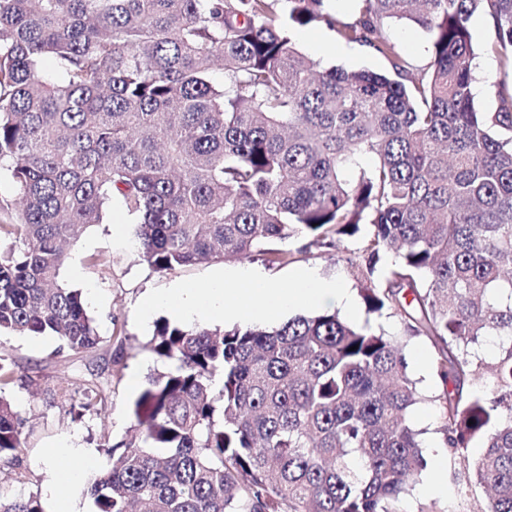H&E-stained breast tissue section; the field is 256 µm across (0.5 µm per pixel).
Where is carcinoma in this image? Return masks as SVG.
<instances>
[{
  "label": "carcinoma",
  "mask_w": 512,
  "mask_h": 512,
  "mask_svg": "<svg viewBox=\"0 0 512 512\" xmlns=\"http://www.w3.org/2000/svg\"><path fill=\"white\" fill-rule=\"evenodd\" d=\"M330 2L0 0V174L15 190L0 199V333L97 349L60 271L114 200L157 272L285 262L286 241L363 233L366 309L432 346L431 401L457 465L460 502L417 512H460L479 487L468 512H512V83L475 108L469 29L491 19L482 52L512 75V0H354L351 22ZM389 21L430 34L426 65L401 56ZM317 23L391 71L320 68L295 42ZM151 349L174 369L149 378L130 408L136 435L87 481L95 512H402L428 465L411 418L422 394L394 336L328 311L272 329L163 319ZM15 381L0 353L6 466L25 447ZM78 385L83 409L104 404L100 383ZM0 512L43 507L0 493Z\"/></svg>",
  "instance_id": "obj_1"
}]
</instances>
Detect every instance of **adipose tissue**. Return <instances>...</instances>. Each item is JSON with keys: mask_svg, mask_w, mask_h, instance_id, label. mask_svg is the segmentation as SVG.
Listing matches in <instances>:
<instances>
[{"mask_svg": "<svg viewBox=\"0 0 512 512\" xmlns=\"http://www.w3.org/2000/svg\"><path fill=\"white\" fill-rule=\"evenodd\" d=\"M337 306L354 312L355 300L344 280H324L309 268L293 272L290 284L268 279L253 269L239 270L207 284H174L163 295L151 297L145 315L166 308L180 321H271L286 312L314 306Z\"/></svg>", "mask_w": 512, "mask_h": 512, "instance_id": "obj_1", "label": "adipose tissue"}]
</instances>
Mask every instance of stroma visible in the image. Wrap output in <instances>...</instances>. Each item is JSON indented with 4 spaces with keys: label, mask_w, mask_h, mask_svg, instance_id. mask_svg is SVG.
Here are the masks:
<instances>
[{
    "label": "stroma",
    "mask_w": 512,
    "mask_h": 512,
    "mask_svg": "<svg viewBox=\"0 0 512 512\" xmlns=\"http://www.w3.org/2000/svg\"><path fill=\"white\" fill-rule=\"evenodd\" d=\"M385 31L403 56L419 66L428 62L431 43L425 30L412 23L391 22ZM296 45L325 68L377 73L390 69L385 58L363 46L339 42L322 24L300 30ZM286 247L291 256L283 264L272 265L264 257L250 255L212 259L160 273L140 259L133 221L119 203H112L103 223L90 226L72 246L60 274L62 283L82 292L102 338V349L78 358L58 353L57 340L49 336L0 337V352L18 365L11 396L26 421V444L19 463L0 469V487L37 494L45 512H54L49 484L57 451L79 448L91 455L98 469L108 467L102 442L121 443L133 436L132 402L151 376L170 368L167 360L150 349L157 320L168 318L169 313L160 308L147 319L143 306L173 283L203 284L229 270L248 267L282 281L293 270L308 267L326 279L343 278L351 290H359L352 263L361 254V238L344 240L334 250L305 240L287 241ZM78 374L94 375L105 387L107 398L97 412L75 418L70 410L79 404L81 391L72 379Z\"/></svg>",
    "instance_id": "35a3bbf8"
}]
</instances>
